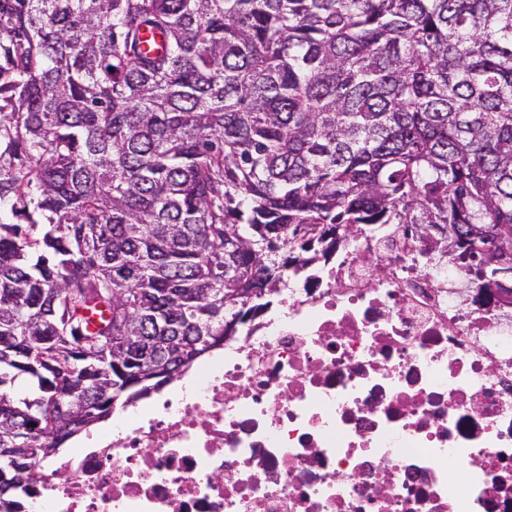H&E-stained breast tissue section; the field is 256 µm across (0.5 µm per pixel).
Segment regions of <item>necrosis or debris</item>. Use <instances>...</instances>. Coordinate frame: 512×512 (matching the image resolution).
I'll return each instance as SVG.
<instances>
[{
	"instance_id": "4bbe7bcc",
	"label": "necrosis or debris",
	"mask_w": 512,
	"mask_h": 512,
	"mask_svg": "<svg viewBox=\"0 0 512 512\" xmlns=\"http://www.w3.org/2000/svg\"><path fill=\"white\" fill-rule=\"evenodd\" d=\"M389 225L112 414L24 512H512V307Z\"/></svg>"
}]
</instances>
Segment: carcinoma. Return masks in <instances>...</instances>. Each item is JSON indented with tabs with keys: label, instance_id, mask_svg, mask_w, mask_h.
Here are the masks:
<instances>
[{
	"label": "carcinoma",
	"instance_id": "cac0c4a2",
	"mask_svg": "<svg viewBox=\"0 0 512 512\" xmlns=\"http://www.w3.org/2000/svg\"><path fill=\"white\" fill-rule=\"evenodd\" d=\"M0 512L364 224L512 243V0H0ZM255 291L245 305L226 303Z\"/></svg>",
	"mask_w": 512,
	"mask_h": 512
}]
</instances>
